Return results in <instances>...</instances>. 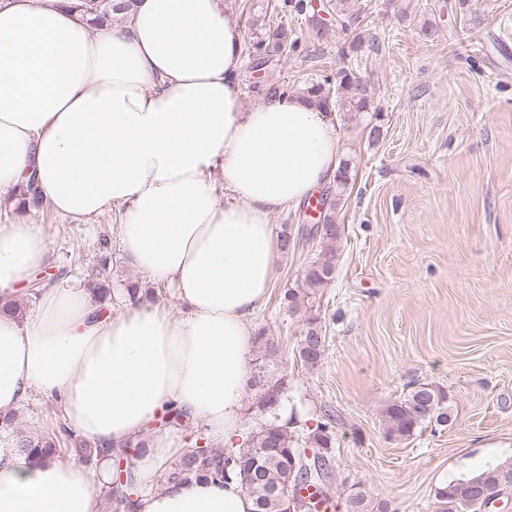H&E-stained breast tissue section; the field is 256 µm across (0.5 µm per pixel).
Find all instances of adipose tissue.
<instances>
[{"label":"adipose tissue","instance_id":"obj_1","mask_svg":"<svg viewBox=\"0 0 512 512\" xmlns=\"http://www.w3.org/2000/svg\"><path fill=\"white\" fill-rule=\"evenodd\" d=\"M242 54L224 0H138L95 33L69 0H0V412L56 399L101 451L36 459L0 430V512H107L108 448L172 406L208 440L241 436L254 318L280 276L271 217L325 188L340 155L334 113L295 96L244 107ZM30 185L63 218L112 212L178 314L152 301L116 314L79 281L42 286L32 316L7 312L50 265ZM181 453L159 435L130 465L134 512H252L233 480L155 487Z\"/></svg>","mask_w":512,"mask_h":512}]
</instances>
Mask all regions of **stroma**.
Returning a JSON list of instances; mask_svg holds the SVG:
<instances>
[{
	"instance_id": "1",
	"label": "stroma",
	"mask_w": 512,
	"mask_h": 512,
	"mask_svg": "<svg viewBox=\"0 0 512 512\" xmlns=\"http://www.w3.org/2000/svg\"><path fill=\"white\" fill-rule=\"evenodd\" d=\"M277 2L225 0L244 46L278 25L298 42L275 66H243L244 105L348 67L370 84L372 109L340 124L352 179L335 210L334 278L320 291L321 364L301 363L302 322L280 304L317 241L283 258L257 326L279 346L300 417L336 415L337 512L357 491L388 512H438V488L480 472L483 459L512 460V0H350L351 26L323 33L321 0ZM429 17L432 40L420 32ZM31 219L49 243L52 281L96 282L105 262L111 292L140 280L111 213L76 224L42 207ZM420 383L445 392L450 421L389 438L383 409ZM62 424L49 398L18 412L31 432Z\"/></svg>"
}]
</instances>
